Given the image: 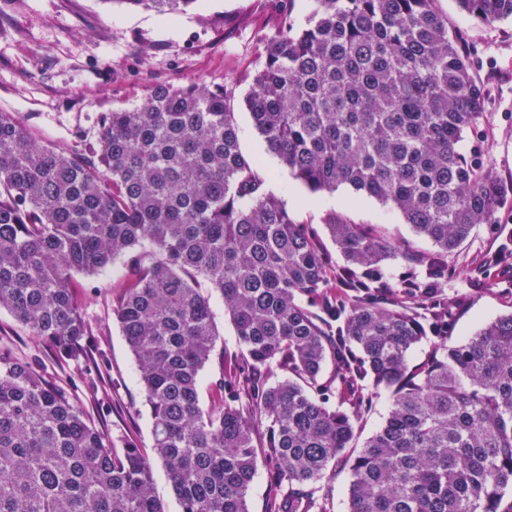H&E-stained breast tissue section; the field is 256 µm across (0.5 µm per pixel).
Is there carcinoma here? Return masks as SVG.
I'll return each mask as SVG.
<instances>
[{
  "mask_svg": "<svg viewBox=\"0 0 512 512\" xmlns=\"http://www.w3.org/2000/svg\"><path fill=\"white\" fill-rule=\"evenodd\" d=\"M113 2L166 15L198 0ZM433 2L312 0L306 26L265 38L244 98L295 180L390 205L436 248L405 250L332 212L340 290L317 234L240 151L226 90L156 85L134 108L101 114L82 153L41 145L0 112V309L55 358L84 357L74 274L126 258L112 316L181 512H249L262 453L268 512H328L319 483L341 459L347 512H512V313L410 358L448 317L432 291L450 273L443 257L512 203V184L459 151L487 92ZM456 2L488 25L512 20V0ZM398 258L426 279L402 293L367 278ZM215 294L241 352L220 353L205 406ZM369 384L391 391L388 413L346 456ZM0 512L166 510L139 448L116 453L64 388L0 354Z\"/></svg>",
  "mask_w": 512,
  "mask_h": 512,
  "instance_id": "1",
  "label": "carcinoma"
}]
</instances>
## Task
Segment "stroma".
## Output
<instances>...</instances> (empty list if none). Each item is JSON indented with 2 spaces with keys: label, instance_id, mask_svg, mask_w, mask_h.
Returning <instances> with one entry per match:
<instances>
[{
  "label": "stroma",
  "instance_id": "35a3bbf8",
  "mask_svg": "<svg viewBox=\"0 0 512 512\" xmlns=\"http://www.w3.org/2000/svg\"><path fill=\"white\" fill-rule=\"evenodd\" d=\"M435 11L462 44L475 49L473 77L487 89L480 133L462 142L497 178L512 181V21L486 25L455 0H434ZM310 0H202L178 15L129 11L108 0H0V112L24 122L38 143L81 151L98 131L102 113L132 108L158 83L222 86L237 114L242 153L260 159L261 175L295 221L324 236L329 213L353 224H376L416 252L432 251L395 209L340 187L313 192L296 182L268 152L242 103L263 63L262 42L285 21L305 25ZM501 242L490 226H478L446 262L452 270L443 294L453 342L478 326L512 313V281L483 261ZM124 272L115 262L103 272L77 275L83 313L94 330L92 354L75 363L52 357L47 347L0 310V353L20 356L49 375L105 429L115 451L153 446L150 411L135 375V360L112 318L115 287Z\"/></svg>",
  "mask_w": 512,
  "mask_h": 512
}]
</instances>
